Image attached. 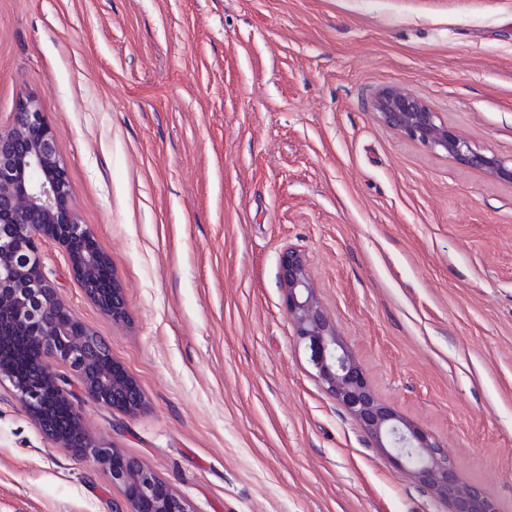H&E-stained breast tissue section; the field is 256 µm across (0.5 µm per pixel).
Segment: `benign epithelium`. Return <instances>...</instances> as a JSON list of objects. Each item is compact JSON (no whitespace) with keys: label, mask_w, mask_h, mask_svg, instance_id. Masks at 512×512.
<instances>
[{"label":"benign epithelium","mask_w":512,"mask_h":512,"mask_svg":"<svg viewBox=\"0 0 512 512\" xmlns=\"http://www.w3.org/2000/svg\"><path fill=\"white\" fill-rule=\"evenodd\" d=\"M379 122L401 136L458 164L512 182V166L478 150L448 128L424 100L396 87L381 89L371 102ZM62 245L72 272L86 295L114 322L127 318L123 288L106 251L71 206V186L60 159L57 136L33 97L17 101L11 125L0 127V339L22 334L42 351L30 375L15 371L0 345V382L7 381L29 415L53 441L79 448L81 455L112 460V484L121 488L130 512H189L151 470L129 464L127 456L96 450L85 433L73 444L51 424L49 401H70L71 382L50 360L68 363L86 391L100 404L133 414L143 404L142 392L118 363H112V388L95 359L108 345L75 316L58 323L53 316L66 309L45 275L42 241ZM280 284L288 320L298 345L325 392L355 419L374 447L445 504L446 512H496L478 486L463 483L456 464L425 430L401 418L372 390L361 366L343 344L336 321L318 298L306 256L286 246L279 253Z\"/></svg>","instance_id":"7a95c632"}]
</instances>
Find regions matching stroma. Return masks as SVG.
<instances>
[{"mask_svg": "<svg viewBox=\"0 0 512 512\" xmlns=\"http://www.w3.org/2000/svg\"><path fill=\"white\" fill-rule=\"evenodd\" d=\"M389 86L512 164V0H0V126L38 100L125 288L115 323L44 244L144 394L73 402L190 512H444L315 379L286 246L375 393L512 512V182L381 124ZM124 504L0 386V512Z\"/></svg>", "mask_w": 512, "mask_h": 512, "instance_id": "stroma-1", "label": "stroma"}]
</instances>
